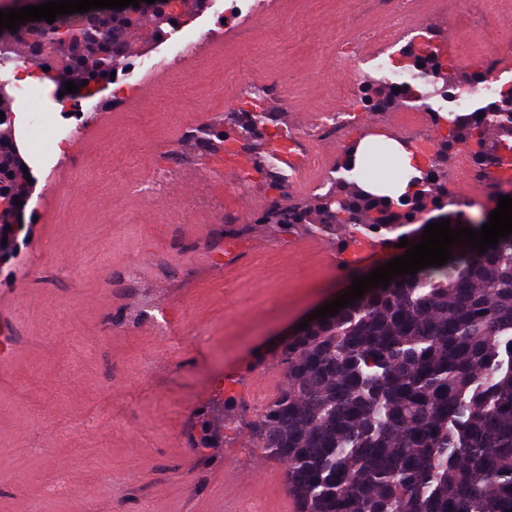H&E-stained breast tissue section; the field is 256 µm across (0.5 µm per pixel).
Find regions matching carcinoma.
<instances>
[{"mask_svg":"<svg viewBox=\"0 0 512 512\" xmlns=\"http://www.w3.org/2000/svg\"><path fill=\"white\" fill-rule=\"evenodd\" d=\"M207 0H156L151 15L140 7L102 14L92 36L80 18L66 14L49 24L27 21L0 30V68L17 48L49 68L57 90L73 81L87 89L112 81L135 33L151 28L163 38L206 6ZM85 39L79 54L62 63L58 46ZM409 80L392 84L372 78L362 90L370 109L422 107L448 135L429 164L411 176L417 189L392 198L363 190L361 183L386 176L382 154L356 166V144L345 151L339 175L318 204H290L257 220L282 232L302 229L332 239L361 234L395 245L415 243L417 223L454 205L448 199V157L473 137L478 165L512 153V87L468 113L433 107L466 84L476 91L483 73L457 81L430 46L401 66ZM401 91L396 92L394 88ZM0 121V258L17 248L3 243L26 201L24 160L14 140L12 111ZM267 112H243L227 128L256 136ZM493 129L485 140L486 128ZM453 259L415 275L396 276L389 286L368 287L363 297L333 317L314 318L258 358L281 367L280 395L251 418L235 395L224 398V419L204 423L200 445L220 448L231 423L246 431L264 456L285 465L300 512H508L512 509V235L484 254L450 247Z\"/></svg>","mask_w":512,"mask_h":512,"instance_id":"cac0c4a2","label":"carcinoma"}]
</instances>
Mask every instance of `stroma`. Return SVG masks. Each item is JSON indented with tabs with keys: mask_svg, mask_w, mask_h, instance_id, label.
Returning a JSON list of instances; mask_svg holds the SVG:
<instances>
[{
	"mask_svg": "<svg viewBox=\"0 0 512 512\" xmlns=\"http://www.w3.org/2000/svg\"><path fill=\"white\" fill-rule=\"evenodd\" d=\"M512 0H420L401 15L405 39L391 51L401 65L436 47L450 71L482 69L503 39L477 21ZM380 0H224L231 22L195 14L181 33L194 46L175 54L167 40L140 37L123 83L98 88L100 107L74 114L54 82L38 102L49 127L72 134L43 149L17 112L14 136L28 167L27 236L0 266V313L11 338L0 354V512H225L232 474L249 512H290L280 462L261 457L247 434L230 430L223 447L202 448L200 419L233 379L239 406L254 413L283 385L281 371L256 363L280 333L350 290L354 276L397 257L374 247L344 256L326 237L257 225L273 188L261 173L270 142L246 140L250 188L233 192L237 171L212 137L258 85L271 127L307 130L355 67L340 40L370 57L368 33L387 24ZM405 106L364 114L351 140L373 132L439 143L428 115ZM178 169L151 204L134 187L164 146ZM448 197L470 218L490 206L467 180L460 152L448 161ZM221 205L243 246H224Z\"/></svg>",
	"mask_w": 512,
	"mask_h": 512,
	"instance_id": "35a3bbf8",
	"label": "stroma"
}]
</instances>
